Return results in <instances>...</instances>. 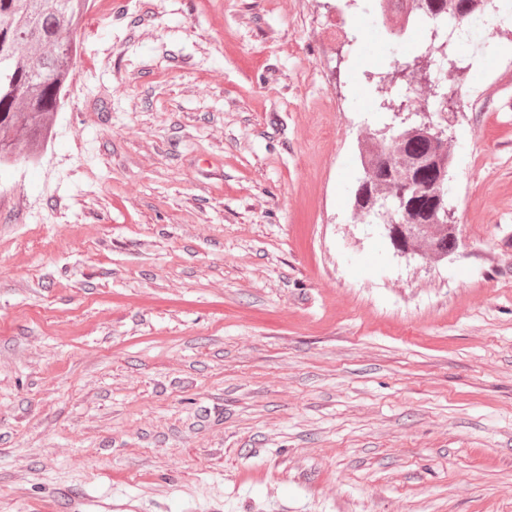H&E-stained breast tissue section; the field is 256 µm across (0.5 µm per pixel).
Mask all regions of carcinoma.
I'll use <instances>...</instances> for the list:
<instances>
[{"instance_id":"carcinoma-1","label":"carcinoma","mask_w":512,"mask_h":512,"mask_svg":"<svg viewBox=\"0 0 512 512\" xmlns=\"http://www.w3.org/2000/svg\"><path fill=\"white\" fill-rule=\"evenodd\" d=\"M484 0H402V7L417 17L439 25L458 17L469 18L486 11ZM91 0H0V167L20 158L38 155L53 133V120L62 100V91L76 64L77 29L85 22ZM436 45L422 46L408 66L405 77L395 79L397 67L379 77V85L397 81L413 94L424 80L409 65L433 55ZM369 155L385 157L394 172L388 178L379 169L360 171L375 195L394 193L405 173L413 172L425 182L431 172L415 165V159L429 146L408 136L394 138V130L379 128L366 143ZM429 200L416 197L415 223L399 230L400 240L422 253L424 259L438 262L442 245L453 236L452 224L431 221Z\"/></svg>"}]
</instances>
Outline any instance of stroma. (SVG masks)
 Wrapping results in <instances>:
<instances>
[{
	"instance_id": "stroma-1",
	"label": "stroma",
	"mask_w": 512,
	"mask_h": 512,
	"mask_svg": "<svg viewBox=\"0 0 512 512\" xmlns=\"http://www.w3.org/2000/svg\"><path fill=\"white\" fill-rule=\"evenodd\" d=\"M464 27L430 263L351 220L352 84L428 31L375 0H127L76 36L54 136L0 169V512H512V0ZM496 27L489 44L482 29ZM41 512H112V496L91 493L80 484L56 489L38 509Z\"/></svg>"
}]
</instances>
